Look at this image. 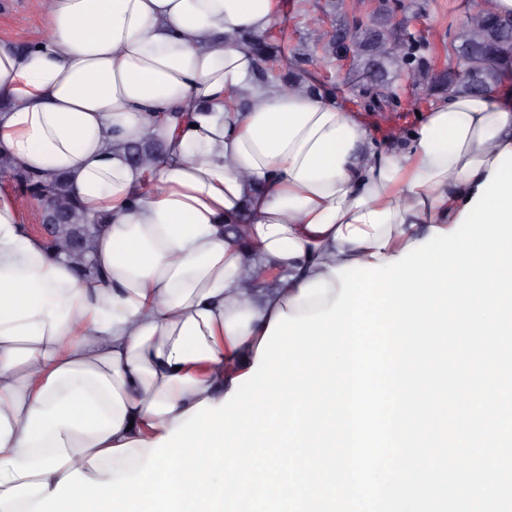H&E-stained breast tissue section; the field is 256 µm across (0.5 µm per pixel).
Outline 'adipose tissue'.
<instances>
[{
    "label": "adipose tissue",
    "mask_w": 512,
    "mask_h": 512,
    "mask_svg": "<svg viewBox=\"0 0 512 512\" xmlns=\"http://www.w3.org/2000/svg\"><path fill=\"white\" fill-rule=\"evenodd\" d=\"M277 0H47V38L0 42V157L100 224L102 277L27 233L0 182V493L126 457L223 402L279 314L335 271L452 230L512 151V88L458 89L376 140L321 93L255 77ZM132 142L160 145L134 164Z\"/></svg>",
    "instance_id": "obj_1"
}]
</instances>
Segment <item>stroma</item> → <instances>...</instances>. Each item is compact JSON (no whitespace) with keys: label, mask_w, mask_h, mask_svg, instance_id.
Here are the masks:
<instances>
[{"label":"stroma","mask_w":512,"mask_h":512,"mask_svg":"<svg viewBox=\"0 0 512 512\" xmlns=\"http://www.w3.org/2000/svg\"><path fill=\"white\" fill-rule=\"evenodd\" d=\"M484 0H278V17L272 67L287 76L293 56H300L303 70L320 81L323 90L337 104L353 112L384 139L397 129L409 130L418 123V113L439 94L407 81L395 68H386L382 80L393 92L389 99H370L361 76L366 58L354 53L339 62L325 48L326 33L356 23L396 26L424 46L426 58L438 68L450 65L455 56V38L468 12ZM47 31L46 0H0V41L23 49L42 42Z\"/></svg>","instance_id":"stroma-1"}]
</instances>
